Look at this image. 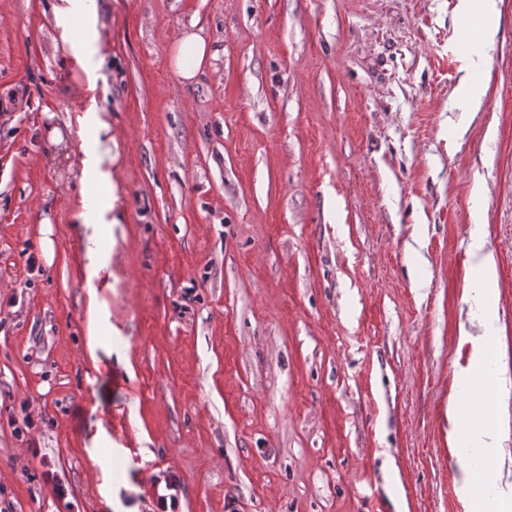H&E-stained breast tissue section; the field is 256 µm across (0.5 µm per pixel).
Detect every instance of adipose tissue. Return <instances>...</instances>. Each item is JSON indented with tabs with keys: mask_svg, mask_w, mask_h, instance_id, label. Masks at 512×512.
<instances>
[{
	"mask_svg": "<svg viewBox=\"0 0 512 512\" xmlns=\"http://www.w3.org/2000/svg\"><path fill=\"white\" fill-rule=\"evenodd\" d=\"M53 27L58 40L66 48L78 71L85 74L88 83H95L98 70L105 63L104 27L99 22L97 0H60L53 9ZM212 56L206 39L197 32L183 34L171 48L170 61L182 80H193L208 64ZM78 133L91 146L80 160L82 191L75 207L78 223L96 229L108 224L113 211L119 206L118 186L111 170L104 163L112 157V125L106 112L90 107L78 117ZM489 349L474 347L467 365L457 367L455 378L463 389L480 387L482 393L470 405H463L458 395L448 399V444L457 446V427L464 412L478 419L472 435L482 452L502 454L500 435L512 421L501 406H485L483 396L507 391L512 386L504 372L488 369ZM457 494L465 512H512V482L505 480L501 471H494L487 483H480L473 469H464Z\"/></svg>",
	"mask_w": 512,
	"mask_h": 512,
	"instance_id": "ef3b65f1",
	"label": "adipose tissue"
}]
</instances>
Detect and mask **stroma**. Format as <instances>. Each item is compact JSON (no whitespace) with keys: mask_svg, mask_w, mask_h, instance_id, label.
I'll return each instance as SVG.
<instances>
[{"mask_svg":"<svg viewBox=\"0 0 512 512\" xmlns=\"http://www.w3.org/2000/svg\"><path fill=\"white\" fill-rule=\"evenodd\" d=\"M53 2L0 0V502L158 512L173 477L176 512H464L460 324L512 378V0L488 47L459 0H97L93 90ZM192 28L217 57L186 82ZM90 100L122 208L103 283L74 221ZM472 257L476 260L479 281L477 288H471L470 299L476 306L483 308L493 301L496 268L492 255L483 252V244L479 234L476 235L474 240Z\"/></svg>","mask_w":512,"mask_h":512,"instance_id":"stroma-1","label":"stroma"}]
</instances>
